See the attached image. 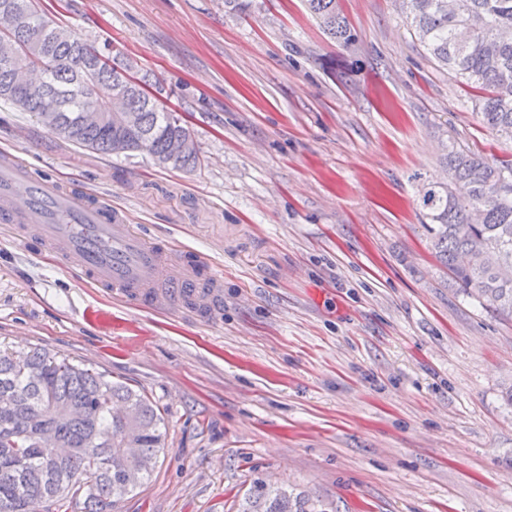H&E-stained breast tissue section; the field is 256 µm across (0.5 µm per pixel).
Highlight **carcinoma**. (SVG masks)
<instances>
[{
	"instance_id": "carcinoma-1",
	"label": "carcinoma",
	"mask_w": 512,
	"mask_h": 512,
	"mask_svg": "<svg viewBox=\"0 0 512 512\" xmlns=\"http://www.w3.org/2000/svg\"><path fill=\"white\" fill-rule=\"evenodd\" d=\"M330 37L344 45L350 29L336 0H306ZM417 41L443 69L477 91L483 121L512 144V0H399ZM27 21L8 36L42 79L13 82L0 68V101L32 112L56 138L105 155L146 154L166 168L199 163L182 119L130 80L133 65L48 20L35 0H0ZM92 102L101 121H80ZM187 140L175 156L171 145ZM443 163L448 182L424 188L420 202L437 261L463 291L512 316V160L490 163L453 140ZM164 418L150 398L67 357L33 348L0 350V512H39L82 504L114 512L148 481L164 442ZM238 512H324L300 493L253 481Z\"/></svg>"
}]
</instances>
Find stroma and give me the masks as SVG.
Wrapping results in <instances>:
<instances>
[{
	"label": "stroma",
	"mask_w": 512,
	"mask_h": 512,
	"mask_svg": "<svg viewBox=\"0 0 512 512\" xmlns=\"http://www.w3.org/2000/svg\"><path fill=\"white\" fill-rule=\"evenodd\" d=\"M40 0L171 95L194 169L102 155L0 103V149L124 208L224 272L210 321L102 294L0 224V348L109 374L164 412L150 479L115 512H235L254 479L331 512H512V318L449 288L420 194L450 138L512 155L393 0ZM309 11L320 21L330 37L343 45L350 41V29L340 14L336 0H306Z\"/></svg>",
	"instance_id": "35a3bbf8"
}]
</instances>
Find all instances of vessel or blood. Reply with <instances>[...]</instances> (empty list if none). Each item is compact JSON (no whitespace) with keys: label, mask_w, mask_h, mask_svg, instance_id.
<instances>
[{"label":"vessel or blood","mask_w":512,"mask_h":512,"mask_svg":"<svg viewBox=\"0 0 512 512\" xmlns=\"http://www.w3.org/2000/svg\"><path fill=\"white\" fill-rule=\"evenodd\" d=\"M0 224L20 241L37 238L60 267L143 309L209 320L224 300V274L194 251L150 239L126 211L77 188L33 174L0 153Z\"/></svg>","instance_id":"vessel-or-blood-1"}]
</instances>
